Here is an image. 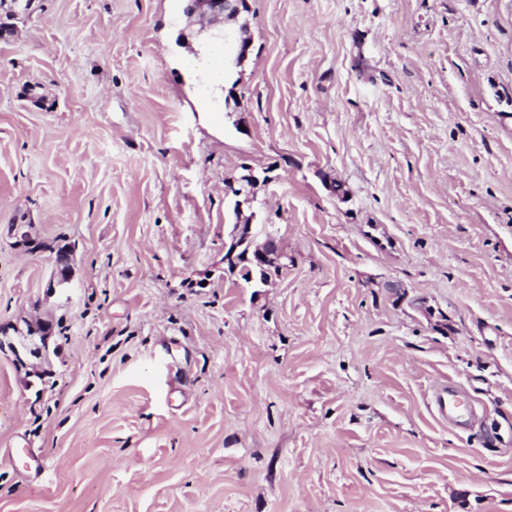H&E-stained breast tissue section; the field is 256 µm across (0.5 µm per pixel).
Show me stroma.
Returning <instances> with one entry per match:
<instances>
[{
	"label": "stroma",
	"mask_w": 512,
	"mask_h": 512,
	"mask_svg": "<svg viewBox=\"0 0 512 512\" xmlns=\"http://www.w3.org/2000/svg\"><path fill=\"white\" fill-rule=\"evenodd\" d=\"M248 6L0 7V512H512V0ZM187 14L208 17L211 22L235 19L248 10L247 0H185ZM244 223L245 224H236L232 237L235 238V244L237 239L242 235V232L245 231L243 236L244 241L249 243H245L239 246L233 258H230V253L228 251L226 254H224V259L226 258V255L228 257L227 262H225L227 265V272L229 275H235L247 282L251 281L252 278H258L261 282L262 272L251 260L245 258L247 249L253 245L254 235L252 231V224H246L247 222ZM273 243L274 240L267 236L262 246L255 247L254 249L250 248L251 251L253 250L256 261L261 267L266 265H274L279 260L280 254L271 245ZM72 254L70 252H62L57 255L55 260V270L50 278L47 287L48 292H53L54 288H60L70 280V263ZM437 406L440 415L448 420V424L465 428L470 424L472 413L465 404L463 392L455 385L448 384L437 395Z\"/></svg>",
	"instance_id": "stroma-1"
}]
</instances>
